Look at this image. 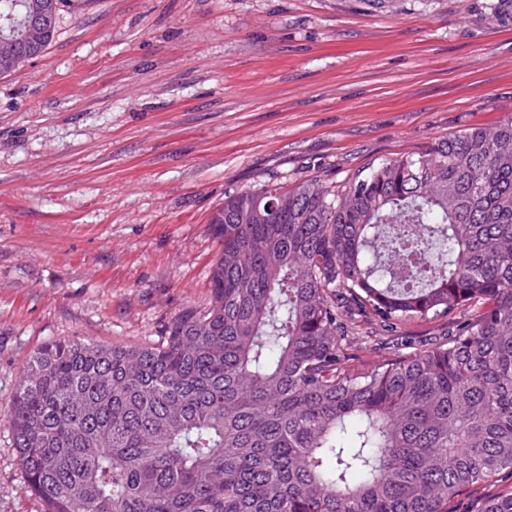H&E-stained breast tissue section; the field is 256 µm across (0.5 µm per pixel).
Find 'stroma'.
I'll return each instance as SVG.
<instances>
[{"label":"stroma","mask_w":512,"mask_h":512,"mask_svg":"<svg viewBox=\"0 0 512 512\" xmlns=\"http://www.w3.org/2000/svg\"><path fill=\"white\" fill-rule=\"evenodd\" d=\"M495 0H69L0 77V418L46 344L159 341L209 219L512 117ZM0 512H44L0 421Z\"/></svg>","instance_id":"obj_1"}]
</instances>
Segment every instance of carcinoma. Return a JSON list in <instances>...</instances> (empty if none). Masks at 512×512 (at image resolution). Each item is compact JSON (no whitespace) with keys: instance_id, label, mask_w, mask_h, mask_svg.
Here are the masks:
<instances>
[{"instance_id":"1","label":"carcinoma","mask_w":512,"mask_h":512,"mask_svg":"<svg viewBox=\"0 0 512 512\" xmlns=\"http://www.w3.org/2000/svg\"><path fill=\"white\" fill-rule=\"evenodd\" d=\"M64 2L0 0V76ZM209 223L210 299L160 342L63 340L24 367L4 422L45 512H449L512 469V118ZM370 333L413 351L360 371ZM477 512H512V487ZM42 27L41 19L33 17L26 22V37L24 40V49H19L14 46L13 54L22 60H28L35 57L38 54L37 51V36L38 30Z\"/></svg>"}]
</instances>
